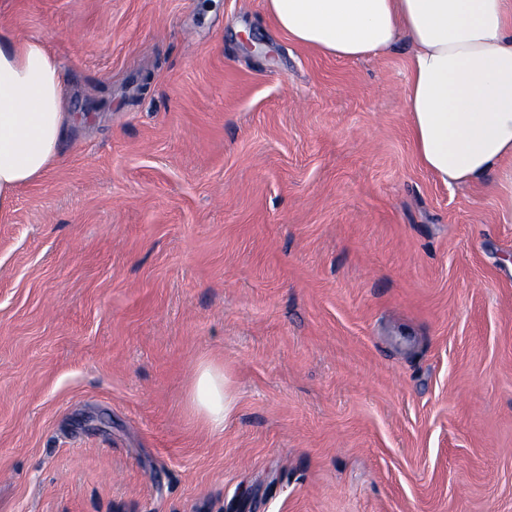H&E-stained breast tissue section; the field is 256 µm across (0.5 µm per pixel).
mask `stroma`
Returning a JSON list of instances; mask_svg holds the SVG:
<instances>
[{"label": "stroma", "instance_id": "1", "mask_svg": "<svg viewBox=\"0 0 512 512\" xmlns=\"http://www.w3.org/2000/svg\"><path fill=\"white\" fill-rule=\"evenodd\" d=\"M0 30L74 118L0 214V512H512V199L420 164L408 44L329 57L264 0ZM237 399L227 387L224 369L212 362L198 364L189 391V405L213 434L224 433V423L235 410Z\"/></svg>", "mask_w": 512, "mask_h": 512}]
</instances>
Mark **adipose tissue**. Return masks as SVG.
Instances as JSON below:
<instances>
[{"instance_id":"adipose-tissue-1","label":"adipose tissue","mask_w":512,"mask_h":512,"mask_svg":"<svg viewBox=\"0 0 512 512\" xmlns=\"http://www.w3.org/2000/svg\"><path fill=\"white\" fill-rule=\"evenodd\" d=\"M297 43L354 60L412 48L404 99L420 163L443 183L498 175L512 197V0H264ZM60 60L37 37L0 32V211L59 154L71 117ZM237 404L200 362L189 405L214 434Z\"/></svg>"}]
</instances>
